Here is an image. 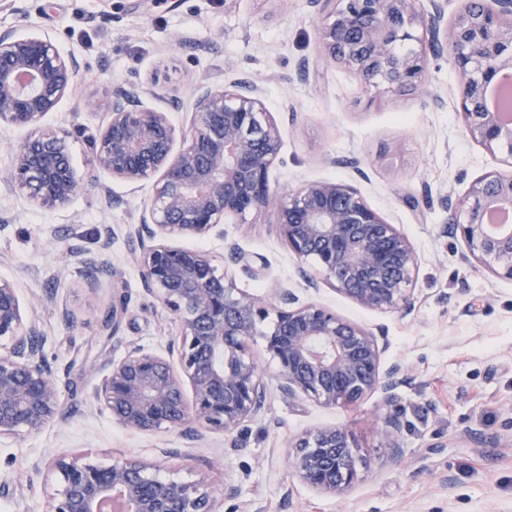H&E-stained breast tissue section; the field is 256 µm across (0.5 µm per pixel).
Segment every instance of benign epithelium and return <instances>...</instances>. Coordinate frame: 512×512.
<instances>
[{"label":"benign epithelium","mask_w":512,"mask_h":512,"mask_svg":"<svg viewBox=\"0 0 512 512\" xmlns=\"http://www.w3.org/2000/svg\"><path fill=\"white\" fill-rule=\"evenodd\" d=\"M414 2L342 0L319 29L322 57L365 84L406 95L425 86L427 51L448 46L462 78L459 116L466 133L512 161V121L487 105L501 74L512 71V0H490L478 9L464 0L450 28L438 0H431L427 14ZM79 68L47 37L0 32V123L32 129L13 149L0 182L34 205H66L86 186L65 139L39 129L41 119L75 91ZM147 94L134 77L113 84L110 120L91 138L88 165L94 173L150 187L140 224L130 233L139 238L142 286L175 316L179 333L166 355L134 346L112 362L94 388L95 403L126 429L152 434L164 428L198 442L259 417L273 384L288 398L326 407L377 394L381 441L391 450L386 462H400L407 376L399 364L385 365L383 331L315 301L301 302L285 288L274 294L275 302L261 303L237 288L233 272L209 254L178 242L272 209L308 287L326 283L363 309L408 313L415 308L418 269L412 241L350 184L322 180L281 194L271 189L282 135L257 82L237 78L196 87L180 126L145 107ZM504 209L512 211V164L471 185L456 202L448 229L464 242L466 259L512 281V225L497 229L486 221ZM271 309L276 320L265 351L276 362L273 375L249 350ZM127 314V299L112 294V335H119ZM2 337L12 347L0 353V438L40 431L61 416V389L41 354L32 307L1 279ZM288 447L289 472L316 491L341 497L369 476L341 427L307 430ZM51 467L60 489L45 512H215L211 492L157 477L155 461L104 466L72 454Z\"/></svg>","instance_id":"1"}]
</instances>
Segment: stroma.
<instances>
[{"label": "stroma", "mask_w": 512, "mask_h": 512, "mask_svg": "<svg viewBox=\"0 0 512 512\" xmlns=\"http://www.w3.org/2000/svg\"><path fill=\"white\" fill-rule=\"evenodd\" d=\"M323 20L309 0H0L1 31L51 38L80 64L76 92L41 122L65 134L79 173L88 170L91 135L109 121L114 83L137 75L151 90L145 106L178 124L200 83L251 77L282 134L272 187L347 182L412 240L417 302L408 315L362 309L328 286L306 289L274 213L190 242L220 266L231 244L263 257L259 275L235 273L237 287L260 301L289 288L384 327L386 362L409 374L401 462L385 461L373 396L324 407L274 391L258 420L196 444L117 425L95 405V385L128 347L161 353L178 333L142 288L129 234L149 188L103 175L67 205L36 207L0 184V279L35 304L65 411L41 431L0 439V512H44L58 487L52 457L87 453L107 466L153 460L162 448L182 456L161 463L158 476L203 484L216 512H512V282L465 260L462 240L447 231L450 208L473 181L503 170L502 156L464 133L447 50L429 53L425 88L386 93L322 58ZM116 289L129 312L114 337L102 319ZM325 425L346 429L372 470L341 498L292 479L286 464L289 437ZM228 486L235 499H225Z\"/></svg>", "instance_id": "obj_1"}]
</instances>
